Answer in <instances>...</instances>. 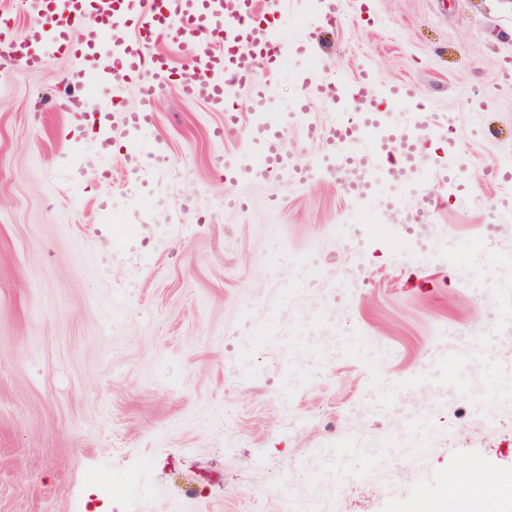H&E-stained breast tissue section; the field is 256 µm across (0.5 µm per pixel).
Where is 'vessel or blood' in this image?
I'll return each instance as SVG.
<instances>
[{"label": "vessel or blood", "mask_w": 512, "mask_h": 512, "mask_svg": "<svg viewBox=\"0 0 512 512\" xmlns=\"http://www.w3.org/2000/svg\"><path fill=\"white\" fill-rule=\"evenodd\" d=\"M143 2L144 10L131 14L126 0H20L32 18L31 39L19 44L1 42L0 65L21 59L27 67L37 68L56 54L78 55L87 49L111 55L114 99H121L127 86L136 90L134 109L120 116L127 130L152 123L156 98L164 86L172 83L187 100L222 106L229 125L239 120L241 89H251V109L259 111L263 95L253 87L254 71L262 65L269 73H277L281 50L262 32L266 16L258 0ZM91 8L109 18L111 34L79 29V22ZM154 32L164 34L169 41L195 44L193 56L180 71H173L165 56L151 50L147 36ZM371 80V74H363L349 90L351 99L362 102V111L343 110L338 120L308 129L310 137L328 149L331 163L289 165L283 140L270 134L261 143L257 159L226 161L223 169L242 168L262 179L285 174L300 184L324 178L355 201L363 200L381 180L404 182L405 167L380 157L358 135L377 110L376 101L370 98ZM69 83L74 91L65 100L67 111L79 112L95 105V91L84 74H73Z\"/></svg>", "instance_id": "1"}]
</instances>
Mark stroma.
<instances>
[{
	"instance_id": "obj_1",
	"label": "stroma",
	"mask_w": 512,
	"mask_h": 512,
	"mask_svg": "<svg viewBox=\"0 0 512 512\" xmlns=\"http://www.w3.org/2000/svg\"><path fill=\"white\" fill-rule=\"evenodd\" d=\"M260 6L285 63L257 68L263 109L230 130L170 85L116 141L111 116L96 134L62 107L71 72L109 81L85 58L0 70V512H281L282 476L307 494L316 448L346 433L399 454L359 460L330 512H414L460 469L512 476V400L491 432L474 401L512 389V324L462 285L512 280L491 259L512 249L492 211L512 183L491 175L512 167V0H342L314 40L322 0ZM365 69L415 93L384 100L382 129L448 117L419 132L413 186L356 203L217 172L265 123L289 162L323 161L312 78ZM132 151L149 161L134 178ZM418 189L435 201L420 254L391 218Z\"/></svg>"
}]
</instances>
